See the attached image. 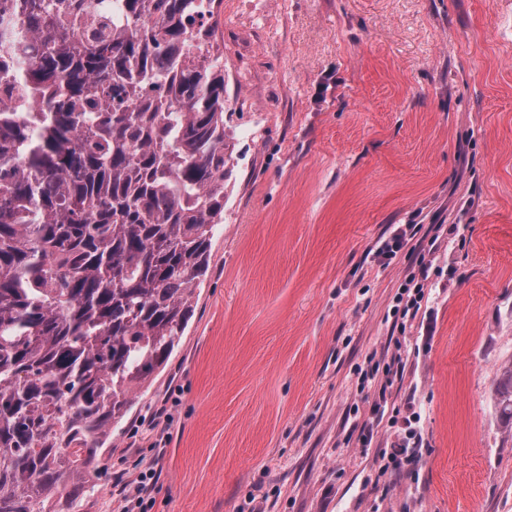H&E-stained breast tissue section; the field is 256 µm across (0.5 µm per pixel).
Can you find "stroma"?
Here are the masks:
<instances>
[{
    "label": "stroma",
    "mask_w": 512,
    "mask_h": 512,
    "mask_svg": "<svg viewBox=\"0 0 512 512\" xmlns=\"http://www.w3.org/2000/svg\"><path fill=\"white\" fill-rule=\"evenodd\" d=\"M214 19L224 218L74 512H126L150 467V512H512V0H216ZM398 346L377 421L363 375ZM159 409L162 442L141 426ZM407 416L417 460L383 470ZM425 269L422 264L418 268V276L416 272L412 271L406 277L405 287L398 293L396 298L397 305L394 309V316L401 319V328H404V320L413 319L421 306V301L424 298V281L426 280ZM497 393L505 419L512 424V366L502 372Z\"/></svg>",
    "instance_id": "1"
}]
</instances>
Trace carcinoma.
I'll list each match as a JSON object with an SVG mask.
<instances>
[{"label":"carcinoma","mask_w":512,"mask_h":512,"mask_svg":"<svg viewBox=\"0 0 512 512\" xmlns=\"http://www.w3.org/2000/svg\"><path fill=\"white\" fill-rule=\"evenodd\" d=\"M92 2L0 0V512L70 507L184 336L224 214L200 0ZM498 399L512 424V366Z\"/></svg>","instance_id":"obj_1"}]
</instances>
